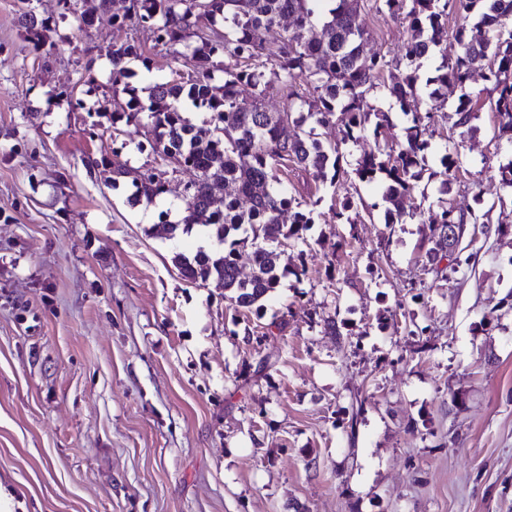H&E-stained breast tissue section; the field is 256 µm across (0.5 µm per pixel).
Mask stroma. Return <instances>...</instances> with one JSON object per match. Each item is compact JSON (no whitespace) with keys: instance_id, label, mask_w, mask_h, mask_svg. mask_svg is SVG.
I'll return each instance as SVG.
<instances>
[{"instance_id":"35a3bbf8","label":"stroma","mask_w":512,"mask_h":512,"mask_svg":"<svg viewBox=\"0 0 512 512\" xmlns=\"http://www.w3.org/2000/svg\"><path fill=\"white\" fill-rule=\"evenodd\" d=\"M31 5L40 38L0 0V512H512V188L498 180L512 136L490 104L493 61L471 70L470 132L445 117L456 89L429 97L452 38L407 107L368 94L389 119L379 140H345L341 114L321 128L349 170L373 146L399 149L409 112L443 115L403 221L385 216L383 180L281 173L313 218L281 262L307 274L256 314L178 273L174 255L206 238L149 233L160 210L188 208L189 173L133 206L99 164L122 140L128 166L154 162L143 129L103 111L106 48L142 47L127 82L143 97L182 69L174 48L113 25L128 0L90 28L89 0ZM359 20L365 56L396 57L406 22L368 4ZM443 206L476 220L475 262L445 277L422 270L423 223Z\"/></svg>"}]
</instances>
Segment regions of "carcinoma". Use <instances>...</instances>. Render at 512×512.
I'll use <instances>...</instances> for the list:
<instances>
[{
	"instance_id": "carcinoma-1",
	"label": "carcinoma",
	"mask_w": 512,
	"mask_h": 512,
	"mask_svg": "<svg viewBox=\"0 0 512 512\" xmlns=\"http://www.w3.org/2000/svg\"><path fill=\"white\" fill-rule=\"evenodd\" d=\"M376 9L408 23L410 34L400 55L388 60L384 55H363L366 32L360 25V0H131L123 16L113 24L123 28L134 23H150L156 41L173 46L187 40L181 54L185 70L176 77L149 86L147 99L138 90L125 88L128 98L112 96V123L149 127L146 142L137 144L160 163L148 168H130L119 157L126 143L112 149V159L94 165L112 167L118 178L130 180L129 201L151 202L167 191L170 179L182 172L193 173L184 192L194 206L179 222L162 210L152 226V234L173 238L196 226L206 229L214 246L198 249L193 255L178 254L174 264L191 282L215 283L224 297L238 308L260 310L259 302L280 286L287 268L281 267L282 241L299 239L310 214L301 202L288 196L278 182L277 167L293 163L313 172L316 178L334 185L348 175L340 165L338 148L323 144L318 128L330 125L336 113L349 119L345 139L356 141L367 133L379 138L387 115L368 109L366 95L377 87L383 72L392 67L391 83L385 85L401 103L416 96L417 74L413 65L432 56L448 37V0H374ZM463 24L456 33L460 52L452 62L443 61L430 83L452 85L460 90L453 112V125L467 131L476 117L473 95L467 89L472 66L493 57L494 96L491 105L502 118L501 131L512 133V0H455ZM293 21L284 30L274 51H269L260 34L278 26L282 19ZM21 23L38 36L47 22L35 13L21 14ZM112 61L113 82L125 76L127 64L142 57L132 39L107 48ZM224 59V84L212 83L218 59ZM317 93L320 103L314 112L304 113L306 104L301 85ZM252 92V101H240V88ZM281 96L280 112H270L265 99ZM208 114L201 125L190 121L184 104ZM437 113L429 109L414 112L406 128L405 144L394 156L382 150L361 155L353 170L361 181L376 174L387 182L383 200L388 213L402 216L400 198L410 192L416 169L424 161L430 128ZM298 128L293 137L284 134L288 125ZM293 212L291 224L282 222L284 210ZM470 216L451 208L436 212L428 224L426 265L442 272L439 263L448 257L445 229L450 224H466ZM251 245L252 272L243 277L238 264L240 249Z\"/></svg>"
}]
</instances>
